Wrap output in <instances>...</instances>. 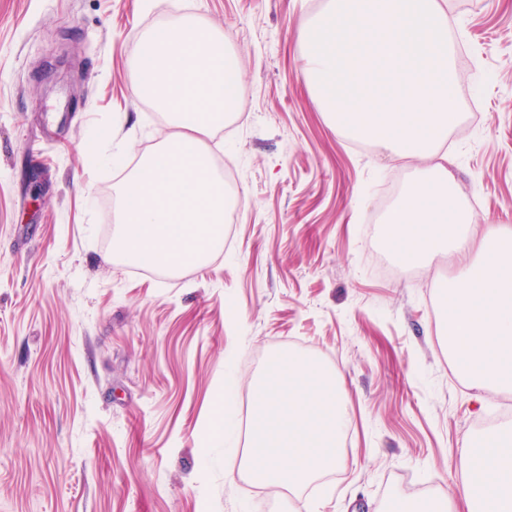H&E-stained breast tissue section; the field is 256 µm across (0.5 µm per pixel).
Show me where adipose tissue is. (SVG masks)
Here are the masks:
<instances>
[{
    "mask_svg": "<svg viewBox=\"0 0 512 512\" xmlns=\"http://www.w3.org/2000/svg\"><path fill=\"white\" fill-rule=\"evenodd\" d=\"M443 0H328L300 23L305 80L338 132L416 164L386 213L385 236L413 263L450 253L445 336L458 372L487 393L512 391V226L471 235L441 148L459 124V75ZM460 480L428 512H512V428L484 433L459 457Z\"/></svg>",
    "mask_w": 512,
    "mask_h": 512,
    "instance_id": "adipose-tissue-1",
    "label": "adipose tissue"
}]
</instances>
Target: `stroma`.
Returning <instances> with one entry per match:
<instances>
[{
	"label": "stroma",
	"instance_id": "1",
	"mask_svg": "<svg viewBox=\"0 0 512 512\" xmlns=\"http://www.w3.org/2000/svg\"><path fill=\"white\" fill-rule=\"evenodd\" d=\"M326 2L0 0V512H400L455 486L488 418L512 424V393L477 401L443 345L452 258L374 266L383 226L365 218L413 164L314 101L298 23ZM447 4L446 166L479 236L512 225V0ZM185 21L236 61L245 110L207 146L244 203L204 267L135 274L102 194L176 131L132 67L148 30ZM278 352L339 371L351 420L331 478L273 492L225 465Z\"/></svg>",
	"mask_w": 512,
	"mask_h": 512
}]
</instances>
